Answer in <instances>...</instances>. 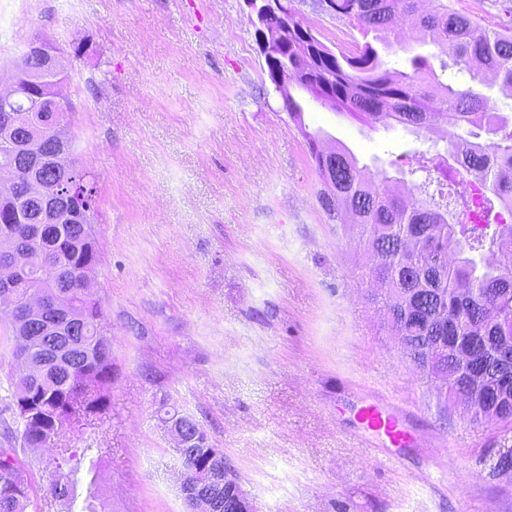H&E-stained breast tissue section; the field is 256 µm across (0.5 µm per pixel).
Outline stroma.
<instances>
[{"label":"stroma","mask_w":512,"mask_h":512,"mask_svg":"<svg viewBox=\"0 0 512 512\" xmlns=\"http://www.w3.org/2000/svg\"><path fill=\"white\" fill-rule=\"evenodd\" d=\"M333 51L353 28L325 0H292ZM61 51L75 165L98 179L91 292L112 344L110 412L63 443L100 451L96 512H186L161 403L195 417L258 512H512L487 461L495 423L438 397L384 326L359 227L323 211L305 138L345 145L370 170L445 155L437 134L368 126L294 90L289 118L245 0H0V89L30 38ZM0 321V448L49 492L54 449L17 438L20 367ZM370 403L415 445L364 430Z\"/></svg>","instance_id":"obj_1"}]
</instances>
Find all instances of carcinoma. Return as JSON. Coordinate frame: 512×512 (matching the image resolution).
I'll return each mask as SVG.
<instances>
[{
    "instance_id": "obj_1",
    "label": "carcinoma",
    "mask_w": 512,
    "mask_h": 512,
    "mask_svg": "<svg viewBox=\"0 0 512 512\" xmlns=\"http://www.w3.org/2000/svg\"><path fill=\"white\" fill-rule=\"evenodd\" d=\"M336 15L356 28L361 41L350 53L329 50L296 20L293 12L273 18L270 25L281 30L277 55L265 61L274 88L283 82L308 92L333 110L345 111L367 123L391 122L419 130H439L436 116L452 112L454 130L446 132L450 151L464 139L458 131L488 141L472 142L456 155L462 169L482 173L484 192L480 202H466L465 214L474 215L482 226L449 221L450 190L434 194L429 188L439 182L441 169L433 159H417L409 174L422 173L420 197L407 199L389 194L374 182L366 166L342 144L329 150L319 147L318 133H305L324 189L319 200L328 218L338 224H358L367 236L374 263L371 280L379 284L371 294L384 311L385 323L394 336L403 337L408 357L419 372L434 378L453 373L451 355L426 360V347L446 336L473 340L475 361L482 382L466 380L446 384L447 395L461 394L500 402L498 438L512 433V368L498 358L502 336H512V326L503 327L491 311H512V237L483 232L491 227L499 210L512 211V125L494 102L472 87L462 88L441 79L428 58L411 59L412 71L384 68L380 49L389 46V35L405 26L417 40L448 47L449 61L469 82L483 85L486 76L512 87V30L495 29L480 19L458 12L440 2L428 11L418 0H330ZM49 112H31L19 106L15 113L19 130L35 138L46 136ZM46 180L66 192L75 191L71 206L45 217L38 202L0 188V232H21L32 224L44 225L45 237L30 245V260L10 292L18 295L48 294L55 304L48 316L71 314L81 323V333L51 337L45 343L35 329L23 330L9 310L5 289L0 288V318L13 329V357L34 365L26 377L14 382V407L22 427L20 437L27 448H55L57 475L50 486L55 500L75 512L78 474L83 463L95 469L91 448H59L58 441L79 417L108 413L110 400L105 386L112 381V347L101 332L102 309L91 293L78 288L81 269L98 263L94 230L95 181L90 172L76 166L49 167L41 171ZM500 254L496 264L476 262L471 253L484 248ZM188 465L224 476V453L212 446L189 448ZM29 485L11 448H0V512H25Z\"/></svg>"
}]
</instances>
